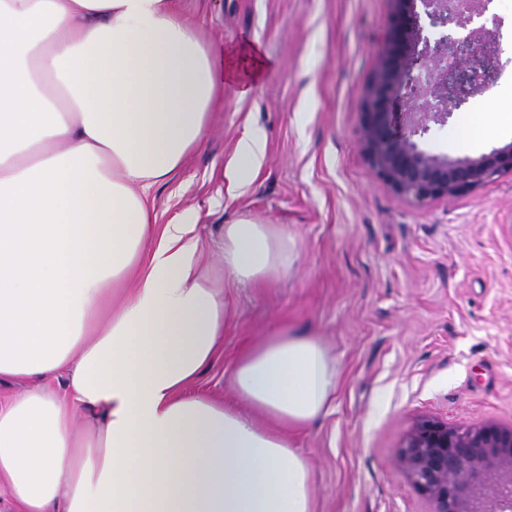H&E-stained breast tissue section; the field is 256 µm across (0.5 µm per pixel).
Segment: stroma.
Instances as JSON below:
<instances>
[{"label":"stroma","mask_w":512,"mask_h":512,"mask_svg":"<svg viewBox=\"0 0 512 512\" xmlns=\"http://www.w3.org/2000/svg\"><path fill=\"white\" fill-rule=\"evenodd\" d=\"M235 61L198 148L150 192L157 224L197 225L202 266L221 270L220 227L248 213L298 240L287 273L225 288L224 347L193 387L230 398L240 350L282 325L321 337L336 390L326 414L290 431L309 459L315 512H428L394 462L423 415L512 424V172L453 199L395 194L361 147V103L387 35L391 0H177ZM512 40L497 42L493 85L423 137L431 153L477 156L512 142ZM474 120L468 144L458 126ZM263 136L250 182L232 184L239 139Z\"/></svg>","instance_id":"1"}]
</instances>
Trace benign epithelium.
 <instances>
[{
  "label": "benign epithelium",
  "instance_id": "benign-epithelium-1",
  "mask_svg": "<svg viewBox=\"0 0 512 512\" xmlns=\"http://www.w3.org/2000/svg\"><path fill=\"white\" fill-rule=\"evenodd\" d=\"M392 4L390 32L361 107V145L372 169L396 194L416 201L474 192L512 171V142L450 158L416 140L490 87L485 60L496 34L472 26L486 0ZM395 464L431 512H512V426L461 428L423 416L403 436Z\"/></svg>",
  "mask_w": 512,
  "mask_h": 512
}]
</instances>
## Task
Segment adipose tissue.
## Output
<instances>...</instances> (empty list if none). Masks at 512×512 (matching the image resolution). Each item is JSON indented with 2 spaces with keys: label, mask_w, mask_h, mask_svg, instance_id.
Segmentation results:
<instances>
[{
  "label": "adipose tissue",
  "mask_w": 512,
  "mask_h": 512,
  "mask_svg": "<svg viewBox=\"0 0 512 512\" xmlns=\"http://www.w3.org/2000/svg\"><path fill=\"white\" fill-rule=\"evenodd\" d=\"M230 73L174 0H0V379L29 383L0 402V497L20 512H314L283 431L335 388L319 336L278 328L245 350L228 380L243 409L185 393L224 342V282L284 273L297 246L240 216L219 282L195 225L154 229L149 191L199 145ZM262 159L245 135L228 178Z\"/></svg>",
  "instance_id": "1"
}]
</instances>
